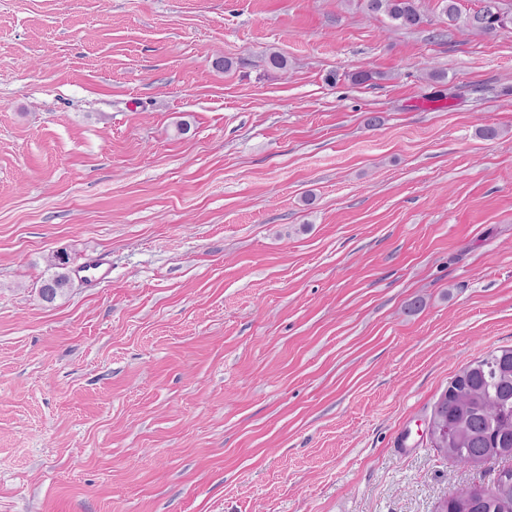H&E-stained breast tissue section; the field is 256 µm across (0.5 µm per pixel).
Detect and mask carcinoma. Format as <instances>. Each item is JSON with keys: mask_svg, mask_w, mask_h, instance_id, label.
<instances>
[{"mask_svg": "<svg viewBox=\"0 0 512 512\" xmlns=\"http://www.w3.org/2000/svg\"><path fill=\"white\" fill-rule=\"evenodd\" d=\"M370 14H385L399 28H415L423 23L416 0H363ZM449 24L464 20L472 29L494 33L512 26V12L495 13L480 9L461 17L457 0H441ZM68 261L54 258L56 284L39 295L47 303L63 297L70 284ZM432 414L448 423V460L470 467V457L479 456L485 464H502L491 491L475 485L452 494L439 503L437 512H512V347H499L459 370L441 393Z\"/></svg>", "mask_w": 512, "mask_h": 512, "instance_id": "carcinoma-1", "label": "carcinoma"}]
</instances>
